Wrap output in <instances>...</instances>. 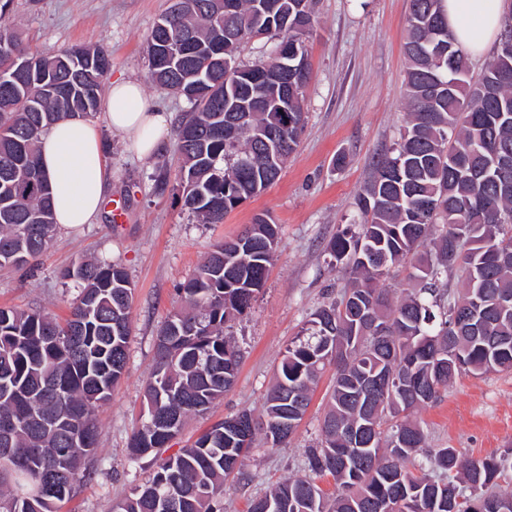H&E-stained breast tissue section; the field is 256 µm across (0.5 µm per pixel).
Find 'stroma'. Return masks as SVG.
Masks as SVG:
<instances>
[{
	"label": "stroma",
	"mask_w": 512,
	"mask_h": 512,
	"mask_svg": "<svg viewBox=\"0 0 512 512\" xmlns=\"http://www.w3.org/2000/svg\"><path fill=\"white\" fill-rule=\"evenodd\" d=\"M173 0H14L11 22L31 51L55 54L76 45L104 48L110 78L138 80L145 97L173 116L187 101L153 86L144 47L148 32ZM410 0H315L316 24L308 39L312 74L304 93L307 125L278 179L227 214L222 223L200 224L178 191H157L154 173L176 168L173 134L153 157L130 154L121 135L99 126L112 171L111 197L126 204L124 223L103 204L94 224L59 228L51 246L29 267L0 270V306L41 309L66 318L80 287L61 270L82 256L122 265L135 285L128 358L120 383L99 408L98 449L85 462L86 478L59 512H110L157 469L147 457L130 461L127 446L143 421V388L155 357L157 330L181 306L176 288L220 241L235 237L256 214L270 213L279 244L266 284L251 310L228 333L242 351L237 379L202 416L187 420L170 452L192 444L206 429L242 410L260 411L274 373L304 323L338 291L342 275L326 251L337 230L353 224L357 190L373 162L389 151L406 126L402 44ZM344 166H335L336 156ZM333 370H326L295 434L284 448H254L244 477L224 483V512H248L251 499L273 484L303 474L306 451L316 444ZM430 447H452L466 457L512 448V371L457 377L440 398L415 413Z\"/></svg>",
	"instance_id": "1"
}]
</instances>
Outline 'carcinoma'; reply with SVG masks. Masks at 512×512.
<instances>
[{
  "mask_svg": "<svg viewBox=\"0 0 512 512\" xmlns=\"http://www.w3.org/2000/svg\"><path fill=\"white\" fill-rule=\"evenodd\" d=\"M0 0V268L36 259L56 231L37 151L62 119L97 112L111 56L77 46L29 52ZM314 0H183L147 38L148 75L190 111L174 126L183 206L217 224L272 184L305 124L307 38ZM237 33L224 38V30ZM275 39L250 64L242 43ZM407 125L354 197L360 223L336 231L330 264L345 284L288 346L262 414L243 410L167 457L112 512H223L224 480L256 442L287 446L320 374L334 366L328 410L307 473L256 497L249 512H512L500 481L512 448L465 458L428 451L413 419L461 373L512 370V9L478 76L448 29L442 0H411ZM279 241L269 213L214 245L178 288L182 308L161 325L144 386L145 419L128 452L158 455L187 417L204 414L236 378L240 350L224 326L252 308ZM402 266L412 287L388 285ZM82 282L70 317L0 307V512H57L97 448L96 409L127 362L134 286L117 263L80 259L61 273ZM254 424L244 446L228 422ZM329 475L336 495L316 479Z\"/></svg>",
  "mask_w": 512,
  "mask_h": 512,
  "instance_id": "obj_1",
  "label": "carcinoma"
}]
</instances>
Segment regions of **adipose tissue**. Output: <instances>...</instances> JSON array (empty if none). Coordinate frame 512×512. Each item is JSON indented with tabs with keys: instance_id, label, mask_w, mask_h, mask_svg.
<instances>
[{
	"instance_id": "adipose-tissue-1",
	"label": "adipose tissue",
	"mask_w": 512,
	"mask_h": 512,
	"mask_svg": "<svg viewBox=\"0 0 512 512\" xmlns=\"http://www.w3.org/2000/svg\"><path fill=\"white\" fill-rule=\"evenodd\" d=\"M506 8L505 0H443L449 28L473 56L481 55L499 33ZM101 107L107 124L124 135L129 150L138 157L151 156L159 149L170 118L144 97L140 82L112 81ZM39 160L51 187L56 224L94 223L112 189L96 124L70 119L56 122L40 139Z\"/></svg>"
}]
</instances>
